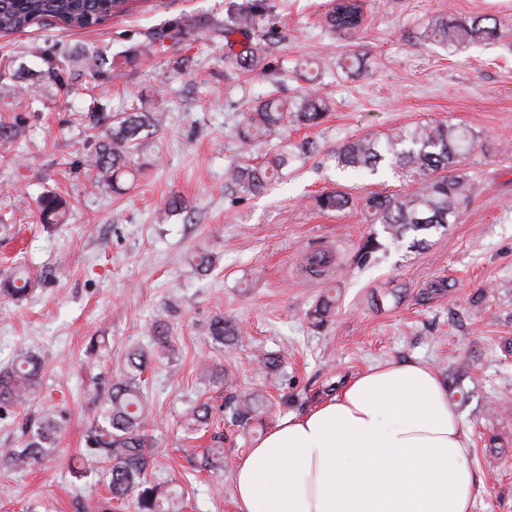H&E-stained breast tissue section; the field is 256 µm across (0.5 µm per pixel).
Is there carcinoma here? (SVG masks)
I'll return each instance as SVG.
<instances>
[{
  "instance_id": "cac0c4a2",
  "label": "carcinoma",
  "mask_w": 512,
  "mask_h": 512,
  "mask_svg": "<svg viewBox=\"0 0 512 512\" xmlns=\"http://www.w3.org/2000/svg\"><path fill=\"white\" fill-rule=\"evenodd\" d=\"M132 0H0V32H22L32 25L57 23L64 28H93L128 10ZM268 0H245L228 5L230 17L224 22L225 73L272 74L267 61L269 45L280 38L276 28H263L268 15ZM363 20L361 0H335L327 14L329 26L340 32H355ZM247 39L234 51V36ZM502 38L497 19L491 15L477 17L437 16L417 36L420 46L438 45L455 52L470 44ZM329 110V101L311 86L294 97L270 95L244 114L237 127L238 140L248 146L267 142L277 131L296 125L313 127L321 124ZM166 126L164 113L120 112L112 116V133L98 142L93 162L94 185L117 187L131 168L137 155L150 138ZM473 131L446 120L433 121L394 133H366L336 148V166L342 171L367 172L372 176L390 169L417 184L411 191L384 195L369 194L362 198L370 228L354 254L359 266H368L378 253L392 246L416 248L433 232L458 220L464 205L477 191V185L462 168L474 149ZM316 151L315 143L283 139L264 160L233 161L224 170L225 188L243 199L263 193L295 160ZM354 204L349 193L338 188L316 195L314 205L322 212L343 210ZM40 220L46 225L65 222L67 210L57 196L46 194L38 201ZM305 270L323 276L336 264L335 254L323 248L306 251L302 257ZM32 289L27 268L18 266L0 278V294L16 300L26 298ZM336 309V296L323 295L308 314L312 327L321 329ZM209 335L217 342L238 343L242 330L231 316H215ZM149 357L142 350L131 352L126 363L105 384L102 400L93 411L84 437L85 448L79 463L94 460L101 464L102 476L111 499L122 501L134 497L138 512H185V490L178 484L160 482L147 474V425L151 416L143 390L142 374ZM42 365L29 349L18 348L10 364L0 369V411L28 400L39 383ZM465 369H455L448 380V401L466 405L474 391L463 386ZM263 407L260 396L244 399L232 419H253ZM213 420L211 407L203 403L186 415V429L197 432ZM67 418L62 411L30 418L22 427L25 444L21 448H0V466L15 472L27 471L52 455L60 443Z\"/></svg>"
}]
</instances>
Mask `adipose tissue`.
<instances>
[{
    "label": "adipose tissue",
    "mask_w": 512,
    "mask_h": 512,
    "mask_svg": "<svg viewBox=\"0 0 512 512\" xmlns=\"http://www.w3.org/2000/svg\"><path fill=\"white\" fill-rule=\"evenodd\" d=\"M471 437L418 361L354 378L235 464L236 512H472Z\"/></svg>",
    "instance_id": "1"
}]
</instances>
